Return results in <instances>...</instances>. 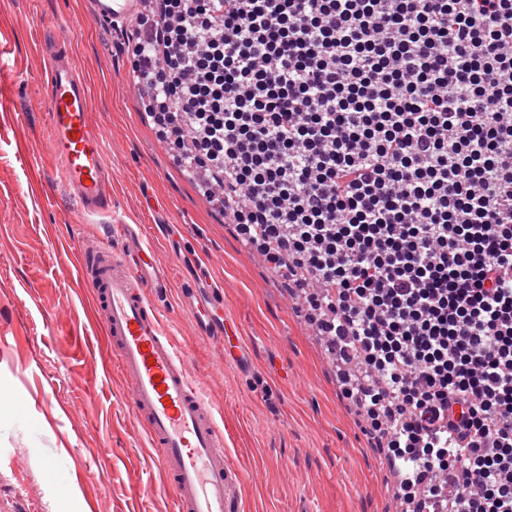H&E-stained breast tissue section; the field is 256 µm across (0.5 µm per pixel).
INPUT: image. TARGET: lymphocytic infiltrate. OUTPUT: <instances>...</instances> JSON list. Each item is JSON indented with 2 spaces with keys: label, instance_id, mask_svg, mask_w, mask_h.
Masks as SVG:
<instances>
[{
  "label": "lymphocytic infiltrate",
  "instance_id": "f902f5d3",
  "mask_svg": "<svg viewBox=\"0 0 512 512\" xmlns=\"http://www.w3.org/2000/svg\"><path fill=\"white\" fill-rule=\"evenodd\" d=\"M171 152L363 375L416 512H512V0H158Z\"/></svg>",
  "mask_w": 512,
  "mask_h": 512
}]
</instances>
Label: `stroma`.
<instances>
[{"instance_id":"stroma-1","label":"stroma","mask_w":512,"mask_h":512,"mask_svg":"<svg viewBox=\"0 0 512 512\" xmlns=\"http://www.w3.org/2000/svg\"><path fill=\"white\" fill-rule=\"evenodd\" d=\"M88 0H0V512H173L165 478L80 272V249L107 220L79 202L35 103L53 18L75 27L90 105L112 156V204L170 268L163 326L204 382L231 459L248 474L243 512H393L398 480L365 435L339 369L288 290L206 204L196 176L161 143L121 45L133 28L89 26ZM210 262L251 354L222 364L182 308ZM62 471L61 480L47 470Z\"/></svg>"}]
</instances>
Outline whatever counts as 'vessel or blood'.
I'll use <instances>...</instances> for the list:
<instances>
[{"instance_id": "obj_1", "label": "vessel or blood", "mask_w": 512, "mask_h": 512, "mask_svg": "<svg viewBox=\"0 0 512 512\" xmlns=\"http://www.w3.org/2000/svg\"><path fill=\"white\" fill-rule=\"evenodd\" d=\"M87 24L127 26L142 0H90ZM72 26L53 24L45 45L48 61L38 100L48 116L51 150L62 161V178L79 200V222L112 214V161L90 108L81 70L68 45ZM127 384L134 416L145 424L156 461L169 480L174 512H242L240 488L246 480L226 450L224 429L201 383L190 371L161 323L150 296L162 290L168 268L131 225H110L109 235L86 251L81 267ZM216 292L198 296L187 311L201 336L225 359L239 357L244 343L229 321L207 322Z\"/></svg>"}]
</instances>
